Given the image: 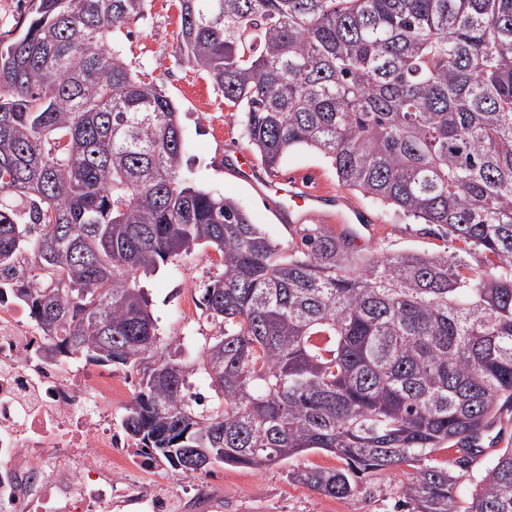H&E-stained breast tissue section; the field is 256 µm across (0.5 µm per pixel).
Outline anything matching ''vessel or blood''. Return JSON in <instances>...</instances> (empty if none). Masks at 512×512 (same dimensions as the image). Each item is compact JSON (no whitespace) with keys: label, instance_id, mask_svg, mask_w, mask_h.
<instances>
[{"label":"vessel or blood","instance_id":"1","mask_svg":"<svg viewBox=\"0 0 512 512\" xmlns=\"http://www.w3.org/2000/svg\"><path fill=\"white\" fill-rule=\"evenodd\" d=\"M261 184L264 189L274 193L278 211L287 215L289 223L325 224L334 220L341 224H359L363 221L359 208L330 211L325 196L301 186L288 185L271 177L262 179Z\"/></svg>","mask_w":512,"mask_h":512}]
</instances>
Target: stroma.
<instances>
[{
    "instance_id": "obj_1",
    "label": "stroma",
    "mask_w": 512,
    "mask_h": 512,
    "mask_svg": "<svg viewBox=\"0 0 512 512\" xmlns=\"http://www.w3.org/2000/svg\"><path fill=\"white\" fill-rule=\"evenodd\" d=\"M180 28L178 0H151L146 17L121 27L122 58L133 74L163 86L179 113L186 141L185 157L196 184L234 200L266 234L281 245L296 242L294 227L285 225L261 185L229 177L228 160L251 155L244 136L242 116L224 102L221 90L180 61L177 34ZM276 180L296 181L316 192L345 195L336 173L315 150L296 147L278 168ZM353 202L371 218L357 232L364 250L399 253L417 251L441 254L455 251L449 237L417 224L361 195ZM213 249L164 265L142 285L151 300L161 344L181 358H196L201 347L216 333L214 322L199 304L200 289L218 273ZM336 457L323 452L280 461L266 469H230L213 466L189 477L170 467L139 472L141 488L151 493L155 512H182L181 501L191 502L194 512H210L220 502L219 512H399L403 468L379 471L363 481L360 492L345 499L322 495L292 482L289 470L304 466L336 467Z\"/></svg>"
}]
</instances>
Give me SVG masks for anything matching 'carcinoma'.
I'll return each instance as SVG.
<instances>
[{"label":"carcinoma","instance_id":"obj_1","mask_svg":"<svg viewBox=\"0 0 512 512\" xmlns=\"http://www.w3.org/2000/svg\"><path fill=\"white\" fill-rule=\"evenodd\" d=\"M147 2L32 0L0 49V298L54 356L138 375L120 428L188 476L322 451L341 465L288 478L344 499L407 466L408 512H512V447L465 506L453 471L512 408V0H180V55L268 171L313 148L341 186L463 244L376 257L323 224L286 254L184 174L174 102L114 38ZM203 247L218 402L199 412L195 363L161 347L137 278Z\"/></svg>","mask_w":512,"mask_h":512}]
</instances>
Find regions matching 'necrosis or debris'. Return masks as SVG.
<instances>
[{"label":"necrosis or debris","mask_w":512,"mask_h":512,"mask_svg":"<svg viewBox=\"0 0 512 512\" xmlns=\"http://www.w3.org/2000/svg\"><path fill=\"white\" fill-rule=\"evenodd\" d=\"M24 309L0 299V512H120L142 493L112 469L126 442L112 422L127 387L52 359Z\"/></svg>","instance_id":"necrosis-or-debris-1"}]
</instances>
